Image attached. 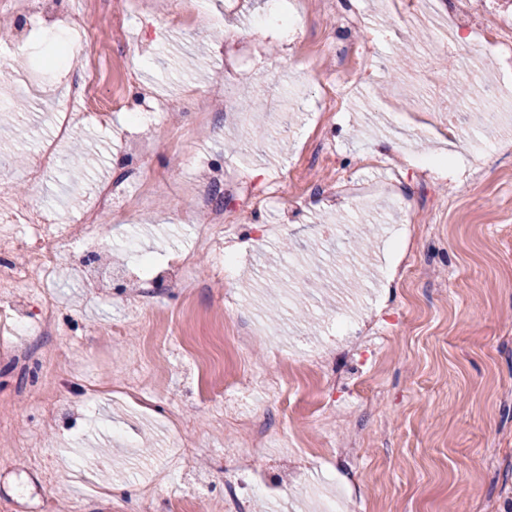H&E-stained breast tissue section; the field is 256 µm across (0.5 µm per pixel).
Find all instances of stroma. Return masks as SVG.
Instances as JSON below:
<instances>
[{
	"mask_svg": "<svg viewBox=\"0 0 512 512\" xmlns=\"http://www.w3.org/2000/svg\"><path fill=\"white\" fill-rule=\"evenodd\" d=\"M334 3L361 23L320 0H201L188 23L177 0H68L59 27L102 36L52 66L56 40L0 8V219L30 197L79 217L102 182L137 194L134 170L164 182L101 216L100 252L69 245L45 277L60 332L17 342L55 359L33 374L0 356L11 512H168L183 496L225 512L233 492L264 512H512V112L493 127L483 112L512 53L460 35L475 53L460 71L448 26L471 0ZM91 62L98 81L70 100ZM219 84L225 107L197 123L186 102ZM250 98L263 111H241ZM65 109L91 163L30 187ZM135 135L149 156L128 153ZM434 154L448 176L419 166ZM216 170L224 234L204 246L212 215L192 195ZM183 255L189 293L168 278ZM325 369L345 391L325 396Z\"/></svg>",
	"mask_w": 512,
	"mask_h": 512,
	"instance_id": "stroma-1",
	"label": "stroma"
}]
</instances>
